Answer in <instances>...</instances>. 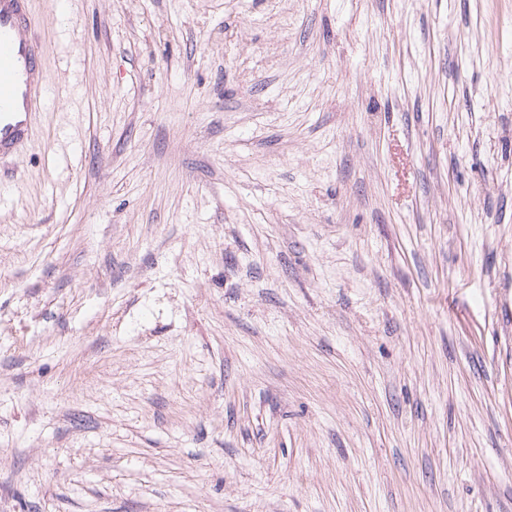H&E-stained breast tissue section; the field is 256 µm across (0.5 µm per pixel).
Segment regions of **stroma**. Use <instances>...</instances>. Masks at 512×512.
Instances as JSON below:
<instances>
[{
	"label": "stroma",
	"mask_w": 512,
	"mask_h": 512,
	"mask_svg": "<svg viewBox=\"0 0 512 512\" xmlns=\"http://www.w3.org/2000/svg\"><path fill=\"white\" fill-rule=\"evenodd\" d=\"M33 8L0 512H512V0Z\"/></svg>",
	"instance_id": "stroma-1"
}]
</instances>
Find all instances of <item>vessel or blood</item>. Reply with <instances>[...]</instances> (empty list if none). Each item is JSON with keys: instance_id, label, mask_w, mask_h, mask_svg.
Masks as SVG:
<instances>
[{"instance_id": "obj_1", "label": "vessel or blood", "mask_w": 512, "mask_h": 512, "mask_svg": "<svg viewBox=\"0 0 512 512\" xmlns=\"http://www.w3.org/2000/svg\"><path fill=\"white\" fill-rule=\"evenodd\" d=\"M29 0H0V155L26 147L33 115L41 112L48 79L40 66Z\"/></svg>"}]
</instances>
